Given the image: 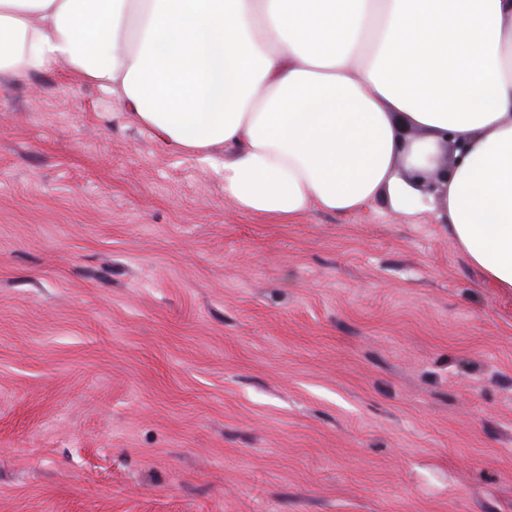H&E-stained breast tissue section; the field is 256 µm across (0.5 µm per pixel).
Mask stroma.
I'll return each instance as SVG.
<instances>
[{"mask_svg": "<svg viewBox=\"0 0 512 512\" xmlns=\"http://www.w3.org/2000/svg\"><path fill=\"white\" fill-rule=\"evenodd\" d=\"M0 512H512V293L430 216L245 215L65 66L0 78Z\"/></svg>", "mask_w": 512, "mask_h": 512, "instance_id": "obj_1", "label": "stroma"}]
</instances>
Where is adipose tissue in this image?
Returning a JSON list of instances; mask_svg holds the SVG:
<instances>
[{
    "label": "adipose tissue",
    "mask_w": 512,
    "mask_h": 512,
    "mask_svg": "<svg viewBox=\"0 0 512 512\" xmlns=\"http://www.w3.org/2000/svg\"><path fill=\"white\" fill-rule=\"evenodd\" d=\"M60 61L173 150L223 145L241 213L384 197L512 290V0H0V75Z\"/></svg>",
    "instance_id": "adipose-tissue-1"
}]
</instances>
